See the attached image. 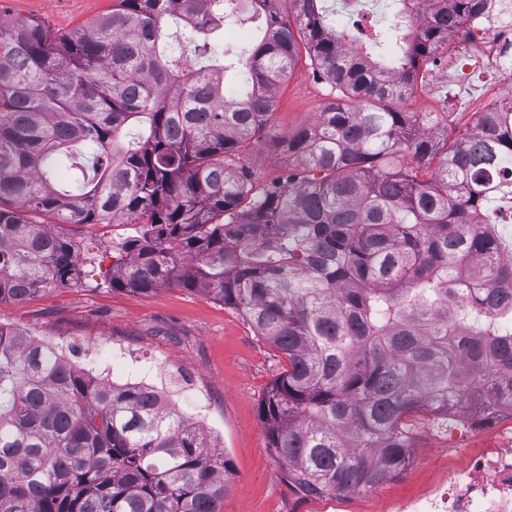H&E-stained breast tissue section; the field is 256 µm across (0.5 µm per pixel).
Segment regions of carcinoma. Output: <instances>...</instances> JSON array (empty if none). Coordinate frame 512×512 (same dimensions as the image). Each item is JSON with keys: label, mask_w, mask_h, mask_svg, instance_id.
<instances>
[{"label": "carcinoma", "mask_w": 512, "mask_h": 512, "mask_svg": "<svg viewBox=\"0 0 512 512\" xmlns=\"http://www.w3.org/2000/svg\"><path fill=\"white\" fill-rule=\"evenodd\" d=\"M117 0L55 36L0 22V302L77 282L60 224H135L112 286L167 285L239 310L287 361L259 403L268 450L314 495L373 487L410 463L414 414H512V103L475 132H426L400 106L434 44L485 0H441L394 61L348 51L323 0ZM259 32L188 65L174 46L224 20ZM329 87L258 186L237 160L267 130L301 51ZM239 78L224 98L226 78ZM103 158L82 192L61 158ZM232 469L149 390H115L0 324V512H219Z\"/></svg>", "instance_id": "carcinoma-1"}]
</instances>
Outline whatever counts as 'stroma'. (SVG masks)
<instances>
[{"label": "stroma", "instance_id": "obj_1", "mask_svg": "<svg viewBox=\"0 0 512 512\" xmlns=\"http://www.w3.org/2000/svg\"><path fill=\"white\" fill-rule=\"evenodd\" d=\"M114 2L0 0V18L34 17L60 35L110 12ZM493 84L502 94H512V84H497L487 73L454 85L427 78L407 94L403 106L409 112L453 113L461 133L475 125ZM327 94L309 59L299 57L265 136L240 162L256 184L280 179L291 168L281 143L313 123ZM62 231L87 257L86 275L23 304L0 302V324L30 331L43 342L70 338L104 347L119 339L144 360L190 371L219 418L206 429L217 437L234 471L221 512H387L395 502L443 487L449 468L464 467L475 449L506 441L504 415L482 425L456 421L445 428L417 415L411 461L400 474L340 496L305 494L269 453L258 412L267 385L286 368V360L255 336L241 312L209 294L177 286L148 294L114 288L116 244L132 234V226L66 224Z\"/></svg>", "mask_w": 512, "mask_h": 512}]
</instances>
